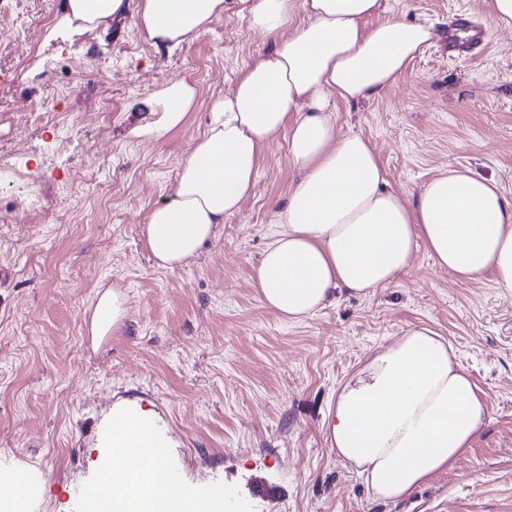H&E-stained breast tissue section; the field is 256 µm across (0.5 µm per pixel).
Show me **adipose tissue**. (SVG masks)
Masks as SVG:
<instances>
[{"label":"adipose tissue","mask_w":512,"mask_h":512,"mask_svg":"<svg viewBox=\"0 0 512 512\" xmlns=\"http://www.w3.org/2000/svg\"><path fill=\"white\" fill-rule=\"evenodd\" d=\"M223 10L224 0H66L55 30H105L130 13L153 44L173 50ZM248 16L273 48L244 69L231 94L213 100L169 197L151 210L144 233L157 266L185 264L239 212L263 147L283 132L300 177L273 213L279 230L254 270L268 308L301 321L340 294H371L410 268L421 243L456 279L490 276L512 293V201L493 180L451 167L407 203L369 142L336 126L335 100L368 99L392 85L432 41L431 27L407 22L383 0H248ZM196 98L191 83L170 82L158 93V121L135 127L133 136L159 141L181 129ZM91 311L92 336H108L127 317V296L107 288ZM486 416L451 344L413 326L340 383L325 434L369 496L393 502L450 468ZM105 427L112 464L98 498L107 512H205L216 504L213 496L169 492L168 443L155 434L149 410L113 415ZM131 446L141 451L134 463Z\"/></svg>","instance_id":"adipose-tissue-1"}]
</instances>
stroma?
Segmentation results:
<instances>
[{
	"instance_id": "stroma-1",
	"label": "stroma",
	"mask_w": 512,
	"mask_h": 512,
	"mask_svg": "<svg viewBox=\"0 0 512 512\" xmlns=\"http://www.w3.org/2000/svg\"><path fill=\"white\" fill-rule=\"evenodd\" d=\"M64 0H0V475L24 481L18 512H78L112 458L101 428L120 402L152 412L166 463L190 490L218 485L225 512H512V294L462 282L419 248L397 282L341 296L293 322L266 307L254 268L277 230L276 202L298 180L288 142L263 151L253 193L197 257L158 268L143 234L206 125L270 49L247 0H224L182 48L154 46L132 16L110 29L48 39ZM435 37L397 81L336 104L341 131L364 136L392 189L415 201L448 166L492 179L512 200V30L486 0H397ZM487 26L483 46L449 54V20ZM197 89L186 125L157 121L173 80ZM119 286L124 325L93 343L90 303ZM445 337L487 404L455 464L395 503L372 500L324 432L336 389L391 336Z\"/></svg>"
}]
</instances>
